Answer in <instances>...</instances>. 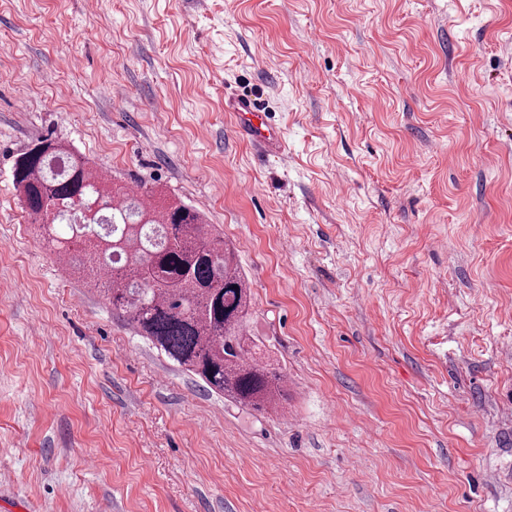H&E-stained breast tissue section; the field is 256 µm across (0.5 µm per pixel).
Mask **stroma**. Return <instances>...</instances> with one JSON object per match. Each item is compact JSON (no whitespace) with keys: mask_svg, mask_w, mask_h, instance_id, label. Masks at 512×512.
Instances as JSON below:
<instances>
[{"mask_svg":"<svg viewBox=\"0 0 512 512\" xmlns=\"http://www.w3.org/2000/svg\"><path fill=\"white\" fill-rule=\"evenodd\" d=\"M42 137L218 225L283 408L56 263ZM0 512H512V0H0ZM224 112H229L237 133L250 144L267 154H281L285 150L281 128L271 122L252 90L225 95Z\"/></svg>","mask_w":512,"mask_h":512,"instance_id":"1","label":"stroma"}]
</instances>
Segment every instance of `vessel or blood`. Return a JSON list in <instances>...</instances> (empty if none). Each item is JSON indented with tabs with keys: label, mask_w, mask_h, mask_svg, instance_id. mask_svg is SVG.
Here are the masks:
<instances>
[{
	"label": "vessel or blood",
	"mask_w": 512,
	"mask_h": 512,
	"mask_svg": "<svg viewBox=\"0 0 512 512\" xmlns=\"http://www.w3.org/2000/svg\"><path fill=\"white\" fill-rule=\"evenodd\" d=\"M224 109L229 112L237 133L247 142L269 154H280L285 149L280 127L272 123L253 91L242 90L224 98Z\"/></svg>",
	"instance_id": "1"
}]
</instances>
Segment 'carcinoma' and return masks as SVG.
I'll return each instance as SVG.
<instances>
[{
  "mask_svg": "<svg viewBox=\"0 0 512 512\" xmlns=\"http://www.w3.org/2000/svg\"><path fill=\"white\" fill-rule=\"evenodd\" d=\"M13 182L24 208L58 253L86 270L76 246L114 265L120 278L104 289L112 310L179 366L234 404L254 412L288 399L280 368L256 357L247 331L251 289L231 249L196 209L158 205L148 194L109 186L88 161L52 138L16 155ZM92 212L77 222L76 207Z\"/></svg>",
  "mask_w": 512,
  "mask_h": 512,
  "instance_id": "carcinoma-1",
  "label": "carcinoma"
}]
</instances>
